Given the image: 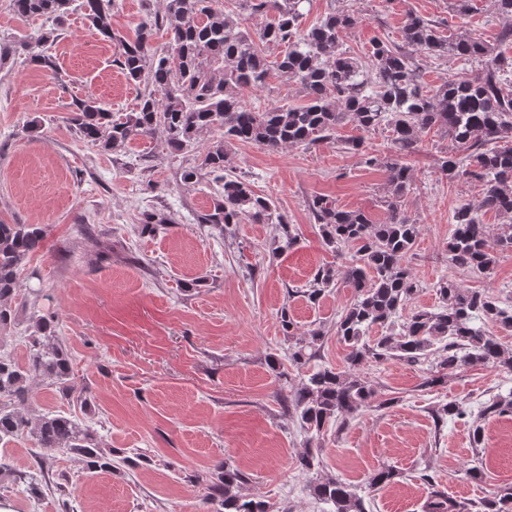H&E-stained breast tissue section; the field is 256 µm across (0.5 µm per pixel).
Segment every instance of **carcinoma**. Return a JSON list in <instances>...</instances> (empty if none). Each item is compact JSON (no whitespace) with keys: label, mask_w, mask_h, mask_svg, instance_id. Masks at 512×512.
Segmentation results:
<instances>
[{"label":"carcinoma","mask_w":512,"mask_h":512,"mask_svg":"<svg viewBox=\"0 0 512 512\" xmlns=\"http://www.w3.org/2000/svg\"><path fill=\"white\" fill-rule=\"evenodd\" d=\"M240 13L269 18L252 32L215 7V0H166L165 14H149L130 39L112 28L114 0H13L15 15L22 19L43 18L49 27L37 30L27 43L15 46L0 42V62L28 50L29 62L59 73L53 56L42 48L58 36L71 12L79 8L103 40L118 48L116 62L127 80L144 84L137 107L118 116L93 97L71 102L69 124L83 140L107 151L122 150L135 139L151 138L160 129L163 149L177 158L206 133L209 141L198 163L182 168L186 182L204 177L221 185L223 192L212 207L197 218L222 231L248 216L257 222L281 227L280 249L295 246L298 232L276 212L274 203L259 196L250 182L224 172V142L237 140L271 151L290 146H310L337 138V127L347 118L362 132L381 126L391 133L392 150L380 159L365 154V164L380 166L388 173L385 200L387 218L374 224L360 211H347L326 197L309 204L314 223L325 244L334 250L353 246L342 278L355 288L354 301L336 322V336L346 347L347 369L321 367L280 392L288 411L309 434L320 440L325 428L368 406L373 387L361 376L364 364L389 360L418 364L440 344L443 373L424 378L422 386L434 387L448 373L463 367L487 366L512 372V354L484 325L512 332V305L504 304L489 291L468 290L455 283H439L441 305L434 311L420 309L393 326L404 306L417 292V284L406 264L419 227L402 210L400 199L414 182L408 163L422 132L438 128L448 134L459 152L443 157L442 174L452 181L472 178L480 184L479 207L512 214V146L501 144L512 130V88L503 83L512 71V57L487 55L477 38L443 37L435 22L412 16L401 32L403 46L378 40L373 43L371 71L340 47L341 33L358 24L360 17L349 11H334L310 29H300L301 7L307 0H237ZM166 27L167 49L153 46L156 30ZM281 48L274 57L266 48ZM436 58L448 55L465 61L477 60L481 72L471 79H452L436 88L425 84L415 55ZM295 81L304 103L273 105L256 110L247 105L240 91L262 89L276 77ZM46 237L34 224L0 222V329L12 322L11 302L18 288V273L29 255L39 251ZM451 263L475 274L489 272L497 254L512 252V225L501 229L495 246L489 244V229L480 222L470 204L455 214V228L448 238ZM330 269L318 271L304 296L316 302L332 287ZM33 334L28 337L27 357L20 362L0 351V445L30 437L35 440V460L40 469L55 458L73 453L90 472L116 468L112 449L102 447L97 435L61 414L27 416L29 383L44 379L69 395L71 362L65 345L56 336L54 321L32 316ZM374 326L385 334L370 343L366 333ZM324 331L315 329L309 338L295 343L288 353L290 364L300 368L316 354ZM512 414V395H495L476 412L450 403L438 411L443 417H472L471 443L483 444L481 422ZM400 477L390 467L378 468L370 485L386 486ZM209 489L220 496L224 512H268L263 502L241 497L237 489L248 477L238 469L218 464L211 473ZM315 496L333 505V512H367L362 498L350 485L338 480L318 482ZM424 512H512V487L478 502H459L447 493L429 488Z\"/></svg>","instance_id":"obj_1"}]
</instances>
